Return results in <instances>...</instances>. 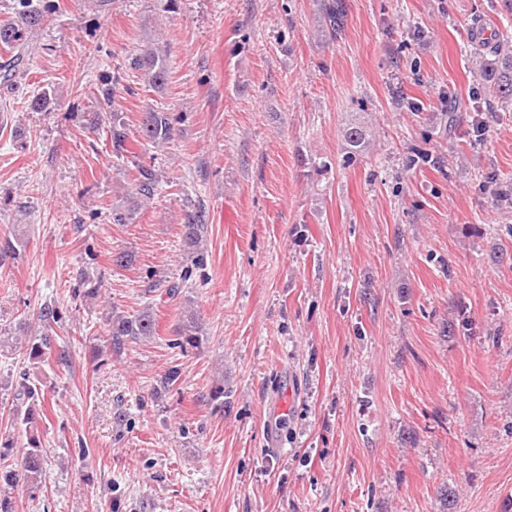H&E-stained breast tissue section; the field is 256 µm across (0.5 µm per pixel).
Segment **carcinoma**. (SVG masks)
Segmentation results:
<instances>
[{
  "label": "carcinoma",
  "instance_id": "cac0c4a2",
  "mask_svg": "<svg viewBox=\"0 0 512 512\" xmlns=\"http://www.w3.org/2000/svg\"><path fill=\"white\" fill-rule=\"evenodd\" d=\"M61 10L60 3L54 0H18L15 7L17 19L0 22V47L10 54V57L0 62V78L8 84L18 66L23 61L28 34L37 27L45 24L49 18ZM326 36L336 39L339 31V18L342 12L341 4L337 0H327L323 4ZM472 46L471 58L475 59L474 74L482 89L484 100H495L500 103L501 110L512 112V45L504 47L500 42L475 41L470 39ZM127 69L140 73L142 81L150 88L163 86L168 77V64L166 55L151 45L131 55L128 58ZM115 96L112 89L102 91L99 104L108 109L112 125L110 135L112 152L120 159L128 153L126 146L128 140L127 127L122 117L114 112ZM175 117L169 112L160 111L153 107L143 112L140 125V133L144 140L158 145L168 141L174 128ZM138 171L137 195L140 200H151L159 185V175L152 167L142 163L136 164ZM205 233V224L201 222L198 212L190 211L185 214L184 236L187 242L193 246L199 245ZM40 333L24 339L20 336H0V346L12 342L25 348L26 353L33 360L45 362L52 355L54 342L59 339L55 330L58 321L57 311L46 305L40 312ZM110 345L114 351L124 349L128 339L149 338L156 334V322L147 309L133 315H113L110 318ZM205 327L200 315L192 307L184 310L177 326L175 327L176 345L186 351L202 347ZM16 400L25 402L41 401L40 380L27 375L22 377L16 388ZM44 465V450L40 437L32 434L29 436L28 448L22 458L21 473H5L0 476L4 485L12 487L13 484L23 479L31 484L41 482Z\"/></svg>",
  "mask_w": 512,
  "mask_h": 512
}]
</instances>
